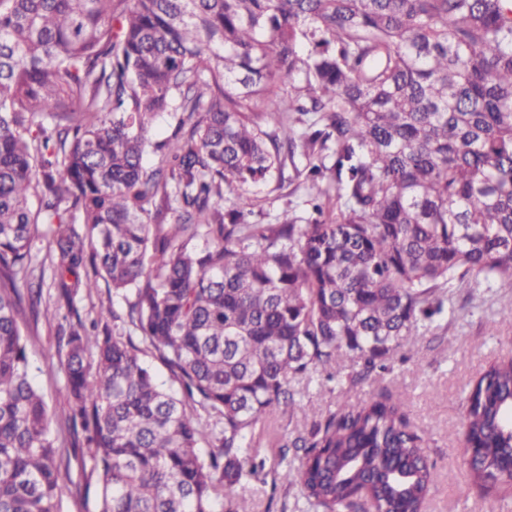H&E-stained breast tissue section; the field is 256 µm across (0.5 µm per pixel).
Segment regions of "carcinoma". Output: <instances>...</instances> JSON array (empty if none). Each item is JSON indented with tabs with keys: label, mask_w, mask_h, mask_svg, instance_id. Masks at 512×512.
<instances>
[{
	"label": "carcinoma",
	"mask_w": 512,
	"mask_h": 512,
	"mask_svg": "<svg viewBox=\"0 0 512 512\" xmlns=\"http://www.w3.org/2000/svg\"><path fill=\"white\" fill-rule=\"evenodd\" d=\"M298 138L346 211L245 223L242 190ZM474 274L512 281V0H0V512H59L71 448L98 512H255L233 491L264 472L257 425L301 410L316 371L347 360L354 380L419 348ZM102 283L136 335L109 307L82 316ZM45 287L67 308L46 350L60 433L25 331L55 317ZM405 406L345 405L278 444L300 451L281 479L302 512H422L432 472ZM465 420L472 482L512 486V360L471 386ZM32 363L39 370L36 371L37 381L43 391L45 400L56 414L58 422L62 423L67 412L64 376L58 371L56 360L51 361L45 358L38 349L33 350Z\"/></svg>",
	"instance_id": "1"
}]
</instances>
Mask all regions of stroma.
I'll return each mask as SVG.
<instances>
[{
    "mask_svg": "<svg viewBox=\"0 0 512 512\" xmlns=\"http://www.w3.org/2000/svg\"><path fill=\"white\" fill-rule=\"evenodd\" d=\"M307 160L296 155L294 164L274 173L267 182L249 187L255 205L247 221L275 224L283 212L300 218L312 213L310 201L328 181L312 185L304 174ZM420 348L402 345L387 370L374 371L356 382L332 386L325 373L301 380L302 413L275 412L273 422L283 440L307 434L312 421L344 404H363L386 394L406 393V413L413 430L428 440L426 452L434 465L433 486L423 512H512V499L503 491L482 494L472 483L465 463L464 407L471 383L491 363L512 358V281L487 283L474 276L466 288L448 291V313L423 330ZM54 339V325L38 322V348L32 353L37 381L57 420L67 412L63 374L41 355ZM263 479L238 485L236 495L252 499L257 512H295L297 486L279 483L285 465L279 451L265 448Z\"/></svg>",
    "mask_w": 512,
    "mask_h": 512,
    "instance_id": "stroma-1",
    "label": "stroma"
}]
</instances>
